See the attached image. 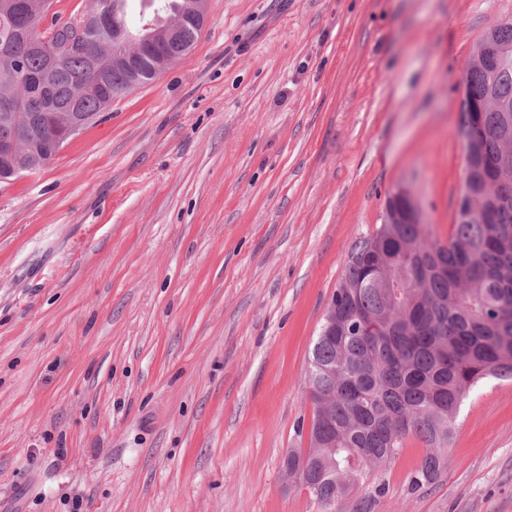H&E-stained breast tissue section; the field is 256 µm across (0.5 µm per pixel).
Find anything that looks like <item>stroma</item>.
<instances>
[{
  "mask_svg": "<svg viewBox=\"0 0 512 512\" xmlns=\"http://www.w3.org/2000/svg\"><path fill=\"white\" fill-rule=\"evenodd\" d=\"M192 50L0 181V512H320L309 356L352 245L407 188L447 240L460 79L512 0H207ZM372 512H512V381Z\"/></svg>",
  "mask_w": 512,
  "mask_h": 512,
  "instance_id": "1",
  "label": "stroma"
}]
</instances>
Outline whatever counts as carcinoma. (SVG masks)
Segmentation results:
<instances>
[{
    "mask_svg": "<svg viewBox=\"0 0 512 512\" xmlns=\"http://www.w3.org/2000/svg\"><path fill=\"white\" fill-rule=\"evenodd\" d=\"M126 0H92L89 13L108 11L125 19ZM169 8L152 23L194 11L205 0H167ZM51 0H0V42L21 16L34 35L58 48L67 29L45 23ZM200 29L186 26L170 40L155 39L151 50L130 49L131 69L115 70L111 52L97 49L98 68L110 72L111 95L90 93L96 72L84 54H70L50 77L53 111L76 105L99 115L112 97L155 79L185 56ZM485 58H471L462 76L459 134L465 173V213L454 220L448 241L430 237L423 221L391 224L408 202L389 196L382 222L351 247L330 301L334 335L318 337L309 358L315 417L324 419L311 447L288 450V470L305 464L325 502L338 501L398 455L410 437L426 452L410 481L417 490L435 483L448 465L463 401L486 379L512 380V21H496L477 45ZM45 57L14 37L12 52L0 53V139L14 134L12 120L32 111ZM493 106L472 112L473 99ZM386 483L356 497L350 512H372Z\"/></svg>",
    "mask_w": 512,
    "mask_h": 512,
    "instance_id": "carcinoma-1",
    "label": "carcinoma"
}]
</instances>
